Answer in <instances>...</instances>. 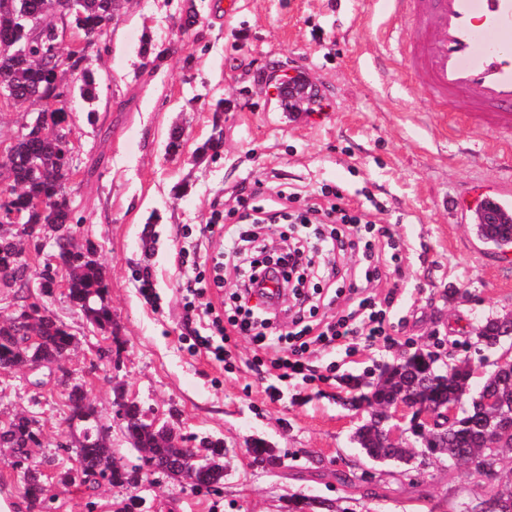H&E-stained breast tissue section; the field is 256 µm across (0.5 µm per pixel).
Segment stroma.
<instances>
[{
  "instance_id": "stroma-1",
  "label": "stroma",
  "mask_w": 512,
  "mask_h": 512,
  "mask_svg": "<svg viewBox=\"0 0 512 512\" xmlns=\"http://www.w3.org/2000/svg\"><path fill=\"white\" fill-rule=\"evenodd\" d=\"M126 0L87 62L98 99L67 96L73 173L69 199L78 246H93L102 265L112 325L87 321L67 289L0 292V319L26 301H40L76 343L68 368L109 425L117 458L137 461L123 424L113 419L119 397H135L149 417L186 436L222 442L221 492H198L160 474L132 483L84 485L63 480L73 466L61 449L70 439L67 390L48 368L0 370V419L35 420L30 448L42 471L49 512H292L293 499L319 497L350 512H460L454 489H483L471 466L369 462L353 441L362 420L345 401L349 378L376 381L384 364L422 348L478 354L486 318L512 312V248L479 247L470 225L452 220L448 199L474 181L512 175L505 136L469 124L449 128L451 106H433L416 79L399 73L384 47V0ZM151 52L142 55L143 41ZM305 76L321 89L320 109L278 111L265 78L270 71ZM223 111H214L216 100ZM180 129L178 154L167 150ZM222 129L218 150L205 144ZM298 192L295 209L313 192L341 185L349 207L374 199L373 218L401 247V274L371 282L370 293L395 290L390 338L309 357L311 382H276L255 367L256 345L226 343L220 364L190 349L184 273L209 278L218 237L201 225L234 207L244 181ZM196 252L179 258L185 239ZM150 291H143V278ZM279 384V400L268 387ZM265 440L281 467H252L248 448Z\"/></svg>"
}]
</instances>
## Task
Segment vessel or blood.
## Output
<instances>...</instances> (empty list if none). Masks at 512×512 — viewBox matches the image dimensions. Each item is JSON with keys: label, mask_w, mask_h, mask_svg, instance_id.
I'll return each instance as SVG.
<instances>
[{"label": "vessel or blood", "mask_w": 512, "mask_h": 512, "mask_svg": "<svg viewBox=\"0 0 512 512\" xmlns=\"http://www.w3.org/2000/svg\"><path fill=\"white\" fill-rule=\"evenodd\" d=\"M393 23L413 26L392 54L436 105H461L460 120L512 133V0H388ZM448 211L467 223L512 222V176L473 184Z\"/></svg>", "instance_id": "vessel-or-blood-1"}]
</instances>
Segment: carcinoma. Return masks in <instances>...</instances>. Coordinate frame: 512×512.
Here are the masks:
<instances>
[{"label": "carcinoma", "mask_w": 512, "mask_h": 512, "mask_svg": "<svg viewBox=\"0 0 512 512\" xmlns=\"http://www.w3.org/2000/svg\"><path fill=\"white\" fill-rule=\"evenodd\" d=\"M44 0H8L0 8V37L25 40L28 50L23 55L0 54V76L10 78L16 88V106L41 105L44 123L56 129V136H43L41 127L30 129L13 147L12 157L5 164L12 181L6 190L0 209L20 210L26 213L27 223L33 225L59 224L71 229L74 216L68 200L69 172L63 156L70 147L71 129L65 110L67 90L54 84L52 75L58 68L71 71L73 83L79 85L81 95L96 98L93 73L81 66L82 58L74 52L64 55L54 51L53 26L49 25L30 36L22 32L19 18L28 13L42 11ZM119 9V0H83L81 15L71 16L61 24L72 23L83 36L94 41L112 24ZM38 169H33L32 161ZM34 198L51 202L50 210L42 213L32 208ZM82 249L60 254L61 264L54 270H43L46 280L57 278L58 273L68 275V295L89 321L104 328L112 324L109 309L104 304L106 284L102 269L81 260ZM29 266L22 259L19 244L0 237V282L21 290L27 287ZM39 345L26 344V333L10 320L0 322V369L10 370L32 358L46 363L70 351L75 336L67 331L48 311L37 313ZM508 328L494 318L486 319L478 332V339L490 348L505 339ZM471 369L468 362L460 361L440 369L432 354L421 349L396 360L379 374L370 390L349 400V405L361 404L368 409V420L357 428L354 440L367 456L395 459L409 463L416 454L434 452L450 464L471 462L478 474L494 475L500 468L498 455L512 453V365H495L478 396L469 392ZM411 394L427 405L455 404L459 412L448 423V430L434 440L413 435L416 448H387L381 433L385 410L405 394ZM68 419L76 421V430L82 436L81 447L75 449L76 471L94 478L100 464L112 458V448L102 435L103 425L89 403L81 385L74 384L68 391ZM138 409H132L126 433L133 443L148 449L139 457L138 468L164 473L169 465L170 449L158 434L143 430L138 423ZM34 421L19 416L11 422L0 443L8 448H28L38 443L39 435Z\"/></svg>", "instance_id": "cac0c4a2"}]
</instances>
